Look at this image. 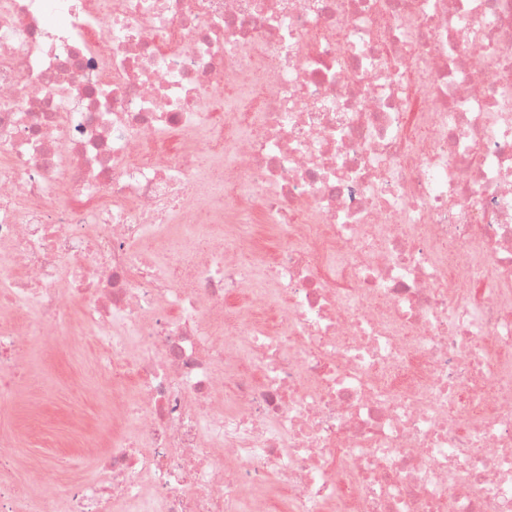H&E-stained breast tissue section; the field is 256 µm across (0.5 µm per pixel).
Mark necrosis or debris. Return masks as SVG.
Returning a JSON list of instances; mask_svg holds the SVG:
<instances>
[{"label": "necrosis or debris", "instance_id": "obj_1", "mask_svg": "<svg viewBox=\"0 0 512 512\" xmlns=\"http://www.w3.org/2000/svg\"><path fill=\"white\" fill-rule=\"evenodd\" d=\"M112 379L0 512H512V0H0V402ZM54 336H33L29 342V369L55 379L80 373L79 358L56 352Z\"/></svg>", "mask_w": 512, "mask_h": 512}]
</instances>
